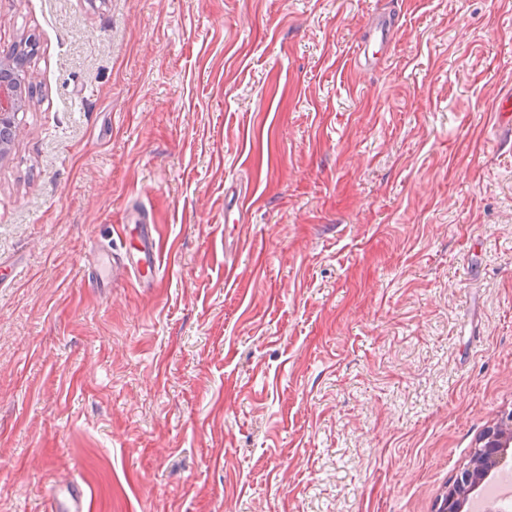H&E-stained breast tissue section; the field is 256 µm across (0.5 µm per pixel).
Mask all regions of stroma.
Here are the masks:
<instances>
[{"label": "stroma", "mask_w": 512, "mask_h": 512, "mask_svg": "<svg viewBox=\"0 0 512 512\" xmlns=\"http://www.w3.org/2000/svg\"><path fill=\"white\" fill-rule=\"evenodd\" d=\"M25 47L0 512H435L512 411V0H0ZM133 212L157 278L90 283ZM393 37V25L386 17L376 18L367 38L357 45L354 62L368 69L379 67ZM66 493L63 499L53 495L50 500L51 512H87V494L85 489L77 482H71L64 488Z\"/></svg>", "instance_id": "35a3bbf8"}]
</instances>
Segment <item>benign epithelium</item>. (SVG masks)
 I'll use <instances>...</instances> for the list:
<instances>
[{"mask_svg": "<svg viewBox=\"0 0 512 512\" xmlns=\"http://www.w3.org/2000/svg\"><path fill=\"white\" fill-rule=\"evenodd\" d=\"M29 75L16 58L0 59V156L11 146L15 117L25 109ZM512 448V412L502 413L478 438L469 464L456 473L436 512H463L469 496L499 469Z\"/></svg>", "mask_w": 512, "mask_h": 512, "instance_id": "benign-epithelium-1", "label": "benign epithelium"}]
</instances>
